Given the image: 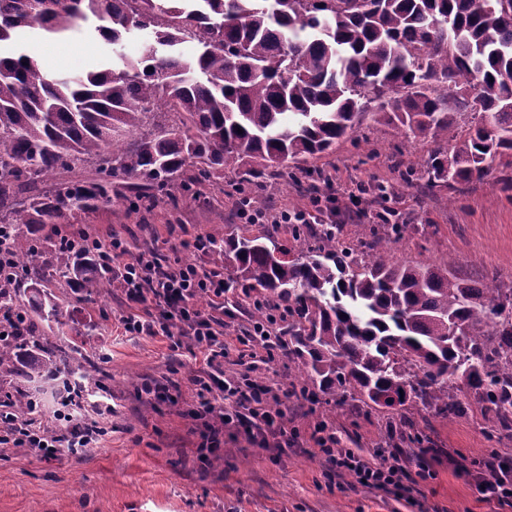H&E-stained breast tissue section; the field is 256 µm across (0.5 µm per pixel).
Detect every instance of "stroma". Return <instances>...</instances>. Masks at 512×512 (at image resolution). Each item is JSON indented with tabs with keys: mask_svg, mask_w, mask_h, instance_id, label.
Returning a JSON list of instances; mask_svg holds the SVG:
<instances>
[{
	"mask_svg": "<svg viewBox=\"0 0 512 512\" xmlns=\"http://www.w3.org/2000/svg\"><path fill=\"white\" fill-rule=\"evenodd\" d=\"M29 46L66 49L68 59L50 60L49 70L57 74L102 64L112 53L103 39L83 30L59 39L38 36ZM432 147L431 139L409 141L395 125L365 119L316 160V167L333 178L322 184L320 195L335 200L333 219L343 224L357 255L365 253L363 225L374 223L376 211L387 208L408 226L395 247L398 260L437 263L452 257L463 275L495 273L512 285V200L500 192L495 176L472 183L454 202L448 192L429 196L415 185L385 202L368 194L371 185L401 182L406 169L423 171ZM238 205V195L208 187L200 201L174 207L161 198L151 208L132 212L102 206L66 214L58 226L118 235L129 262L155 252L173 262L210 268L217 258L197 250V237L220 239L230 232L256 235L264 230L263 225L243 223ZM55 227L40 231V264L55 261ZM50 293L68 310L69 320L49 329V339L64 346L82 335L84 352L95 364L85 384L97 389L96 396L84 398V412L98 420L103 432L85 455L52 463L26 448L1 452L0 512H512V507L496 511L480 502L476 483L466 474L492 455L512 466V435L489 432L476 410L451 423H431L433 451L410 465L411 490L370 489L350 475L329 473L320 456L307 452L316 423L333 427L339 448L368 457L395 445L389 433L395 412L358 415L347 406H314L300 397H285L287 355L270 356L261 349L256 357H238L237 338L253 326V300L241 289H230L224 298L229 345L224 375H244L280 393L278 408L297 444L280 452L253 444L228 427L220 456L207 460L197 450V425L186 415L192 400L186 385L204 367L190 343L175 350L163 336L125 335L120 319L127 306L120 291L91 300L60 283ZM164 379L183 385L178 405L154 403L144 393L145 384Z\"/></svg>",
	"mask_w": 512,
	"mask_h": 512,
	"instance_id": "stroma-1",
	"label": "stroma"
}]
</instances>
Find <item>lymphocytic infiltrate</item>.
<instances>
[{"label": "lymphocytic infiltrate", "instance_id": "1", "mask_svg": "<svg viewBox=\"0 0 512 512\" xmlns=\"http://www.w3.org/2000/svg\"><path fill=\"white\" fill-rule=\"evenodd\" d=\"M78 238L98 253L101 267L112 276V285L124 295L129 312L121 322L133 336H171L180 328L193 348L202 354L205 368L192 380L197 406L192 416L201 421L200 451L219 454L224 443V428L231 425L247 434L284 435L280 412L271 408L276 398L253 383L234 385L224 380V294L222 268L200 269L192 264L161 263L141 258L125 261L126 249L114 236L103 237L81 229ZM207 298L206 307H198L199 298ZM232 398V409L216 411L211 393ZM99 434L95 422H81L65 430L35 425L21 414L6 411L0 401V447L27 448L46 461H58L72 455L74 449H87ZM329 467L352 473L366 486L385 489L401 487L406 476L399 453L377 462L342 452L336 448V435L327 424L315 427L310 436ZM475 477L483 502L512 505V479L494 459L482 462Z\"/></svg>", "mask_w": 512, "mask_h": 512}]
</instances>
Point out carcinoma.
<instances>
[{
	"mask_svg": "<svg viewBox=\"0 0 512 512\" xmlns=\"http://www.w3.org/2000/svg\"><path fill=\"white\" fill-rule=\"evenodd\" d=\"M0 0V225L31 282V335L0 346V372L17 351L42 357L26 378L55 373L58 357L37 322L65 325L42 299L53 281L89 298L111 280L57 248L35 262L23 228L71 211L164 196L176 206L205 184L224 189V164L239 163L234 192L295 178L288 163L332 150L367 116L406 128L409 139L448 135L425 186L461 193L501 166L512 191V0ZM116 47L150 31L136 58L112 51V67L55 76L23 52L35 28L84 24ZM199 45L184 59L177 46ZM478 114L465 120V114ZM243 133H238V130ZM88 166L92 174L61 179ZM369 260L355 256L340 224H273L253 237L212 239L230 270L226 287L265 291L252 317L286 326L275 334L304 377L290 381L336 395L359 414L400 398L397 432L427 441L413 409L453 422L477 408L495 432H512V289L475 280L451 263H400L391 254L404 224H367ZM17 283H0V310L19 305Z\"/></svg>",
	"mask_w": 512,
	"mask_h": 512,
	"instance_id": "cac0c4a2",
	"label": "carcinoma"
}]
</instances>
